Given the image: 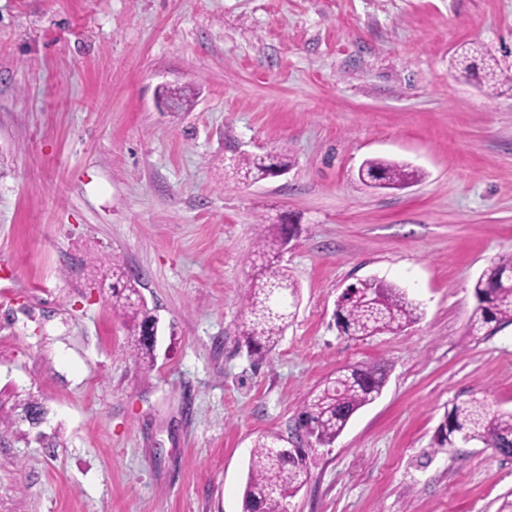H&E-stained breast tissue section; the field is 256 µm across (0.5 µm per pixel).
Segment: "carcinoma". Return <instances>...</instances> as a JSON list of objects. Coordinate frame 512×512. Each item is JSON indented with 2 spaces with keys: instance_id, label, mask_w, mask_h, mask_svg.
I'll list each match as a JSON object with an SVG mask.
<instances>
[{
  "instance_id": "obj_1",
  "label": "carcinoma",
  "mask_w": 512,
  "mask_h": 512,
  "mask_svg": "<svg viewBox=\"0 0 512 512\" xmlns=\"http://www.w3.org/2000/svg\"><path fill=\"white\" fill-rule=\"evenodd\" d=\"M460 77L474 78L493 95L512 88V60L509 55L492 57L482 68L471 63L460 69ZM227 167L243 181L258 182L288 167L282 154H233ZM423 178L410 165L368 159L359 169V179L376 189L397 188ZM285 234L266 232L258 225L256 246L249 260L256 274L243 299L242 336L260 354L275 346L293 316L292 302L298 287L279 265ZM476 306L468 321L469 333L492 323L512 321V256H502L473 284ZM113 308L131 310L137 339L134 357L146 364L153 361V345L140 338L142 326L152 321L141 305L138 289L123 279L119 261L112 262ZM421 318L419 307L397 286L372 278L356 283V290L343 295L336 304V324L359 339L400 331ZM388 367L382 363L359 362L348 365L313 392L301 411L297 429L321 445L332 444L350 419L378 398L387 382ZM479 441L512 457V411L492 409L487 397L473 396L458 401L445 411L436 436L438 448L453 447L462 441ZM285 438L274 432L259 437L250 456L242 498V512H287V500L307 480L306 451L288 448Z\"/></svg>"
}]
</instances>
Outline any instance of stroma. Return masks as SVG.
<instances>
[{
    "mask_svg": "<svg viewBox=\"0 0 512 512\" xmlns=\"http://www.w3.org/2000/svg\"><path fill=\"white\" fill-rule=\"evenodd\" d=\"M473 42L512 52V0H0V512H241L267 432L307 453L288 512H497L512 459L434 445L453 402L512 410V323L467 331L512 252V92L459 78ZM281 151V176L224 174ZM372 157L425 178L366 187ZM285 217L299 303L259 357L247 257ZM115 259L158 320L149 368ZM371 277L420 320L342 333L339 295ZM363 361L389 366L381 396L331 445L299 435L310 392Z\"/></svg>",
    "mask_w": 512,
    "mask_h": 512,
    "instance_id": "stroma-1",
    "label": "stroma"
}]
</instances>
